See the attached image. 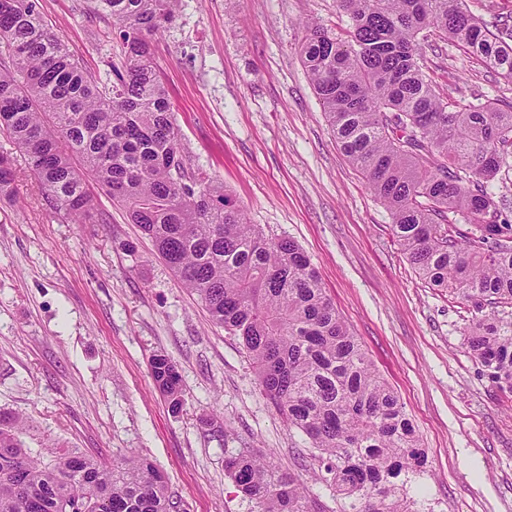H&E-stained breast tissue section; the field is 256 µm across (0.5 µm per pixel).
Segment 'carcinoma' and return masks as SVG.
<instances>
[{
	"mask_svg": "<svg viewBox=\"0 0 512 512\" xmlns=\"http://www.w3.org/2000/svg\"><path fill=\"white\" fill-rule=\"evenodd\" d=\"M179 0H94L121 28L107 83L82 67L44 22L38 0H0V134L25 158L69 222H93L97 185L153 242L166 265L239 339L266 398L308 439L336 487L339 512H409L404 477L427 452L399 396L336 311L293 240L251 224L224 183L181 154L152 40ZM340 36L310 29L300 56L334 139L392 219L420 278L474 304L512 306V222L487 184L512 172V103L460 107L426 79L433 28L512 79V21H482L465 0H340ZM14 173L0 154V194ZM495 222L488 224L486 214ZM469 349L512 393V319H480ZM172 409L181 376L166 355L150 364ZM22 417L0 416V512H180L148 458L107 464L78 450L23 448ZM224 469L251 512H316L297 478L241 451Z\"/></svg>",
	"mask_w": 512,
	"mask_h": 512,
	"instance_id": "carcinoma-1",
	"label": "carcinoma"
}]
</instances>
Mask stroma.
Segmentation results:
<instances>
[{
	"label": "stroma",
	"instance_id": "35a3bbf8",
	"mask_svg": "<svg viewBox=\"0 0 512 512\" xmlns=\"http://www.w3.org/2000/svg\"><path fill=\"white\" fill-rule=\"evenodd\" d=\"M90 0H39L75 59L108 72L120 28ZM348 28L338 0H180L154 41L184 155L223 181L267 237L295 240L377 372L397 392L428 453L429 498L443 512H512V395L467 347L483 313L428 288L391 231L387 209L339 150L302 63L307 27ZM423 70L460 106L512 102V81L453 41L429 35ZM57 214L25 165L0 195V411L26 420L22 439L113 461L150 458L186 512H251L224 471L248 449L312 479L305 440L262 393L233 336L213 325L124 212ZM181 375L172 411L150 360Z\"/></svg>",
	"mask_w": 512,
	"mask_h": 512
}]
</instances>
